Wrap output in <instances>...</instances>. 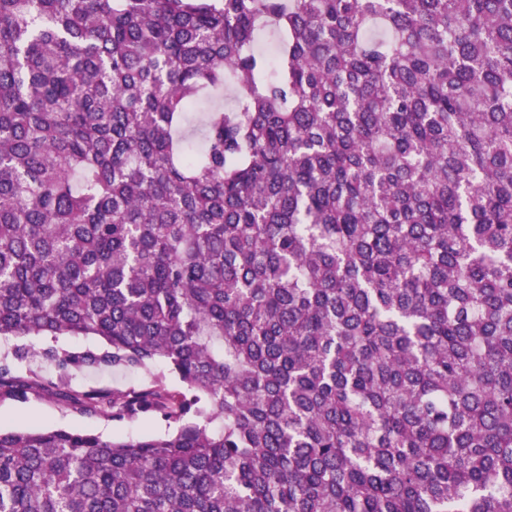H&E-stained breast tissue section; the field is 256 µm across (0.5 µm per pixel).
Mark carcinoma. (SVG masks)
Instances as JSON below:
<instances>
[{"label":"carcinoma","mask_w":512,"mask_h":512,"mask_svg":"<svg viewBox=\"0 0 512 512\" xmlns=\"http://www.w3.org/2000/svg\"><path fill=\"white\" fill-rule=\"evenodd\" d=\"M62 335L180 387L0 396L166 431L0 430V512H512V0H0V339Z\"/></svg>","instance_id":"cac0c4a2"}]
</instances>
